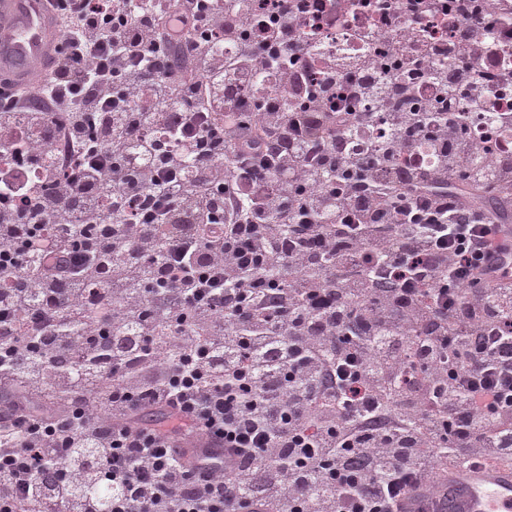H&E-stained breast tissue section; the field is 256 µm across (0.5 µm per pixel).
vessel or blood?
Masks as SVG:
<instances>
[{
    "label": "vessel or blood",
    "mask_w": 512,
    "mask_h": 512,
    "mask_svg": "<svg viewBox=\"0 0 512 512\" xmlns=\"http://www.w3.org/2000/svg\"><path fill=\"white\" fill-rule=\"evenodd\" d=\"M46 0H0V85L39 83L58 41ZM487 281L512 273V251L491 254ZM436 502L418 497L410 512H512V466L461 464L446 473Z\"/></svg>",
    "instance_id": "1"
}]
</instances>
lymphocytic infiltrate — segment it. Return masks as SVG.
<instances>
[{
  "instance_id": "lymphocytic-infiltrate-1",
  "label": "lymphocytic infiltrate",
  "mask_w": 512,
  "mask_h": 512,
  "mask_svg": "<svg viewBox=\"0 0 512 512\" xmlns=\"http://www.w3.org/2000/svg\"><path fill=\"white\" fill-rule=\"evenodd\" d=\"M49 2L43 88L0 89V512H399L512 459L466 193L512 183V8ZM327 47L341 61H347L365 50L352 37L342 32H336V36L328 41Z\"/></svg>"
}]
</instances>
